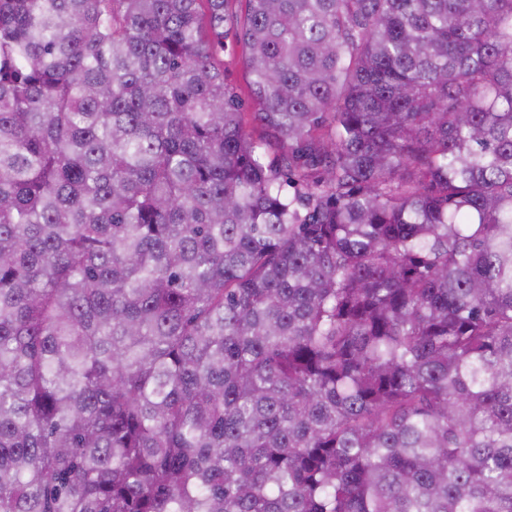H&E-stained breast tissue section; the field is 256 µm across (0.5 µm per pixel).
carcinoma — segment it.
Here are the masks:
<instances>
[{"mask_svg":"<svg viewBox=\"0 0 512 512\" xmlns=\"http://www.w3.org/2000/svg\"><path fill=\"white\" fill-rule=\"evenodd\" d=\"M0 512H512V0H0ZM245 49L236 43L233 36L224 38V47L216 48V59L221 67L224 66V83L242 100L248 99L249 78L242 66Z\"/></svg>","mask_w":512,"mask_h":512,"instance_id":"cac0c4a2","label":"carcinoma"}]
</instances>
